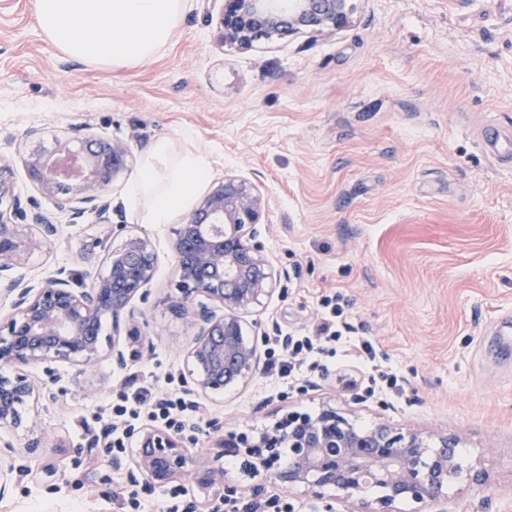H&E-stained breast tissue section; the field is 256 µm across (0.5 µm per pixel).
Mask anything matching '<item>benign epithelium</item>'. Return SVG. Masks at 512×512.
<instances>
[{
    "label": "benign epithelium",
    "mask_w": 512,
    "mask_h": 512,
    "mask_svg": "<svg viewBox=\"0 0 512 512\" xmlns=\"http://www.w3.org/2000/svg\"><path fill=\"white\" fill-rule=\"evenodd\" d=\"M200 2L205 21L217 22L218 44L240 50L301 31L333 34L350 17L348 0H221L216 18L211 0ZM129 158L128 143L85 136L58 140L50 149L35 145L26 169L29 180L58 208L76 218L91 211L109 224L105 192L130 171ZM266 203L258 186L226 175L174 229L176 283L168 302L193 333L185 365L190 392L198 397L244 384L261 368L266 336L247 341L243 326L245 316L259 314L263 299L274 292L276 272L259 241ZM58 234V224L15 193L11 168L1 163L0 282H6L13 313L0 319V430L26 427L28 414L39 404L63 395L53 364H68L76 380L104 354L124 366L125 348L116 336L121 323H138L136 300L146 299L155 278L154 244L148 235L133 232L107 250L102 267L85 273L79 284L65 267L36 283L12 276L16 265ZM106 315L112 318L110 336L101 326ZM31 368L42 375L32 376ZM460 444L456 434H424L385 422L359 427L328 400L316 414L288 413L257 437L225 433L218 456L250 458V471L264 478L250 487L254 496L263 494L269 482L288 489L303 486L317 499L334 491L348 504L346 512H399L408 502L422 512L448 496L452 481L481 485L487 480L481 461L466 469L459 465ZM22 470L15 445L0 437V496ZM214 474L180 434L141 429L132 480L208 485ZM373 485L383 487L384 494L370 498Z\"/></svg>",
    "instance_id": "benign-epithelium-1"
}]
</instances>
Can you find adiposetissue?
I'll return each mask as SVG.
<instances>
[{
	"label": "adipose tissue",
	"mask_w": 512,
	"mask_h": 512,
	"mask_svg": "<svg viewBox=\"0 0 512 512\" xmlns=\"http://www.w3.org/2000/svg\"><path fill=\"white\" fill-rule=\"evenodd\" d=\"M182 8L183 0H34L39 26L64 55L114 67L153 59L168 43ZM209 175L205 155L159 141L143 158L127 205L141 223H169Z\"/></svg>",
	"instance_id": "adipose-tissue-1"
}]
</instances>
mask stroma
<instances>
[{
  "instance_id": "1",
  "label": "stroma",
  "mask_w": 512,
  "mask_h": 512,
  "mask_svg": "<svg viewBox=\"0 0 512 512\" xmlns=\"http://www.w3.org/2000/svg\"><path fill=\"white\" fill-rule=\"evenodd\" d=\"M351 22L333 35L297 33L247 52L220 48L199 0H186L168 44L125 67L68 58L42 33L33 0H0V162L17 194L54 211L28 179L38 130L45 146L90 134L131 142L141 159L162 139L203 152L210 183L236 175L269 198L260 240L278 273L261 320L270 336L311 333L322 295L341 292L359 335L377 342L376 369L407 380L400 394L368 392L344 350L314 373L281 380L258 372L206 398L190 447L213 457L211 424L259 430L288 412L335 401L358 424L386 421L462 439L461 466L481 460V485L452 483L435 512H512V159L480 137L493 123L512 139V0H351ZM125 176L107 191L108 224L85 213L60 226L51 247L17 266L34 279L66 267L100 268L104 246L129 231L155 244L157 274L137 334L121 327L128 361L101 357L81 382L57 364L66 392L34 419L40 463L65 481L27 476L0 497V512H113V486L132 467H89L107 455L103 432L132 372L159 395H186L191 332L167 307L174 286L168 224H139ZM151 351H144L143 336ZM270 512H344L335 496L267 487Z\"/></svg>"
}]
</instances>
